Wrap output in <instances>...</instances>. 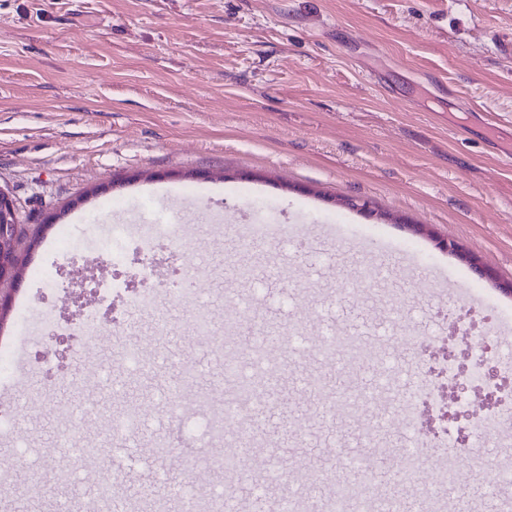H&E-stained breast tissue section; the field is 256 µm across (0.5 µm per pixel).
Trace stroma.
Here are the masks:
<instances>
[{"label": "stroma", "mask_w": 512, "mask_h": 512, "mask_svg": "<svg viewBox=\"0 0 512 512\" xmlns=\"http://www.w3.org/2000/svg\"><path fill=\"white\" fill-rule=\"evenodd\" d=\"M169 188L198 202L178 215L192 249L171 262L203 263L204 276L180 292L172 276L153 312L113 306L109 348L88 347L81 316L100 302L75 269L97 250L102 207L111 205L112 223L146 227L167 208ZM0 189L18 208L26 259L19 281L0 286L9 333L0 346L26 362L29 388L4 408L16 427L0 435V512H55L56 499L79 501L118 473L125 487L109 512H146V488L178 501L210 494L214 479L147 449L168 431L166 394L183 358L200 375L183 392L179 422L192 419L196 392L214 391L220 403L232 394L223 358L192 338L188 322L202 310L222 333L233 298L250 286L255 318L293 316L302 329L278 371V398L245 411L250 454L279 479L261 489L237 482L240 512H272L288 494L316 512L357 455L376 461L381 500L404 499L407 512H429L433 497L451 512H512V484L492 479L512 463V422L495 402L477 418L499 419L504 435L468 448L464 493H408L390 460L439 441L396 421L411 394L402 373L442 362L451 344L439 324L473 330L458 320L465 299L442 302L440 277L466 280L498 306L495 321L512 322V0H0ZM248 194L266 210L247 205ZM342 198L371 210L339 206ZM55 216L71 225L70 245L53 244ZM253 224L338 231L309 254L273 234L242 250ZM441 239L477 257L479 270L440 250ZM239 264L252 267L250 283L236 280ZM46 267L59 268L58 283L36 279ZM409 324L430 337L427 351L395 348ZM342 329L382 349L397 383L381 393L375 371L351 369L349 381L376 394L366 410L330 420L302 378L335 380L313 345ZM129 349L152 378L116 360ZM87 361L102 380L82 390L75 379ZM88 402L98 411L81 426L58 412ZM134 407L146 409L142 423L114 435L113 422ZM72 430L75 447L94 439L116 453L73 456L75 478L59 489L44 451ZM297 462L321 480L295 484ZM35 479L48 487L29 505Z\"/></svg>", "instance_id": "obj_1"}]
</instances>
